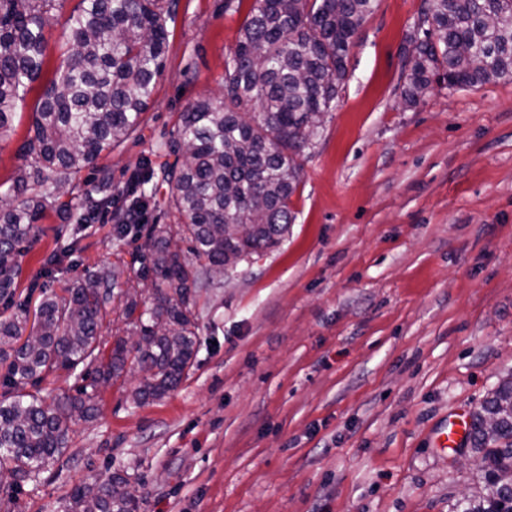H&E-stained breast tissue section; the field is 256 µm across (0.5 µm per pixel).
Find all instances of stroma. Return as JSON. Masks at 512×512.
<instances>
[{"instance_id": "1", "label": "stroma", "mask_w": 512, "mask_h": 512, "mask_svg": "<svg viewBox=\"0 0 512 512\" xmlns=\"http://www.w3.org/2000/svg\"><path fill=\"white\" fill-rule=\"evenodd\" d=\"M77 0L53 12L43 78L0 143V184L23 168ZM253 5L174 0L169 49L138 129L81 173L40 221L22 287L129 270L141 240L71 214L110 181L126 210L138 176L148 224L181 112L221 92ZM423 0H376L344 87L302 159L282 242L203 291L200 346L182 385L134 405L136 376L98 389L38 486L0 490V512H58L71 490L126 471L139 512H448L476 490L448 420L472 416L512 374V81L403 96V50Z\"/></svg>"}]
</instances>
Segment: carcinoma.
Segmentation results:
<instances>
[{
	"label": "carcinoma",
	"mask_w": 512,
	"mask_h": 512,
	"mask_svg": "<svg viewBox=\"0 0 512 512\" xmlns=\"http://www.w3.org/2000/svg\"><path fill=\"white\" fill-rule=\"evenodd\" d=\"M165 0H78L66 19L62 61L33 112L20 151L26 166L0 203V473L35 483L67 447L72 424L91 416L89 392L116 383L126 367L144 377L131 394L160 400L188 376L198 352L200 292L224 272L226 258L264 252L288 232L299 162L347 75L350 47L375 0H254L224 68L220 96L199 99L180 114L169 151L174 224H152L133 255L136 276L153 284L151 300L116 290L122 271L88 273L63 294L41 289L16 300L19 258L37 240L36 224L70 184L136 131L152 98L168 48ZM64 0H0V140L14 111L40 80L48 16ZM405 48L404 100L417 104L437 84L473 89L512 80V0H425ZM108 200L88 197L84 226ZM240 224L239 237L224 225ZM188 244L182 252L177 241ZM124 299L117 308L114 302ZM119 313L124 335L106 349L102 335ZM64 372L81 382L53 405L42 383ZM498 418L489 431L485 419ZM471 451L483 491L454 512H512V378L502 380L473 417ZM116 471L73 488L60 512H139V498Z\"/></svg>",
	"instance_id": "cac0c4a2"
}]
</instances>
